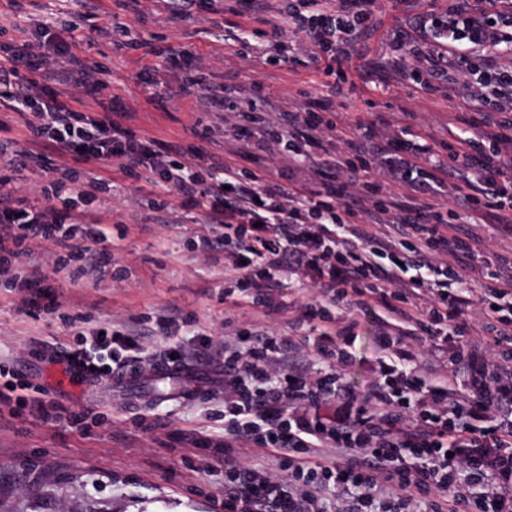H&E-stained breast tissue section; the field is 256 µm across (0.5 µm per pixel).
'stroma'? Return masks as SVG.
<instances>
[{"label":"stroma","mask_w":512,"mask_h":512,"mask_svg":"<svg viewBox=\"0 0 512 512\" xmlns=\"http://www.w3.org/2000/svg\"><path fill=\"white\" fill-rule=\"evenodd\" d=\"M224 4L198 0L191 12L179 14L171 0H139L132 10L123 0H100L96 15L74 20L76 29L69 32L63 23L70 20L71 0H23L18 13L9 9L8 0H0V55L29 43L32 69H38L55 64L57 50L70 49L92 73L87 82L63 89L65 97L74 99L75 109L95 111L106 104L127 111V125L136 134L176 143L188 152L204 142L218 159L231 130L221 108H194L184 94L187 80L214 81L237 88L240 97L264 98L275 107L270 128L278 132L287 128L290 113L305 111L344 131L383 114L388 122L382 132L407 128L437 149L450 142L459 118L472 122L474 135L487 129L489 104L461 110L454 84L442 79L424 87L409 74L413 46L401 43V35L413 33L428 12L445 11L448 0H378L375 25L346 69L344 94L326 109L320 106L326 78L309 61L300 35L284 36L281 66L266 62L271 46L261 34V21L280 0H266L262 6L244 0L232 13ZM115 18L129 28L118 46L100 35ZM46 19L54 21V28L37 29V21ZM244 31L252 50L239 56L235 49ZM32 69H21V76L30 77ZM60 165L52 156L17 173V196L36 200L41 187L59 179ZM99 173L109 182L99 195V219L126 227L125 237L112 244L113 277L99 283L71 282L55 273L53 246L36 244L47 282L64 306L56 314L32 317L24 313L21 296L0 285V369L37 363L45 346L71 342L72 322L79 315L92 327L130 317L153 318L176 307L193 331L216 342L241 327L301 335L294 320L312 288L297 283L285 289L282 309L275 314L252 307L242 296L225 300L230 272L222 250L198 251V213L179 211L173 193L164 198L165 210H156L135 178L109 164ZM336 316L356 323L345 381L365 394L374 382L372 360L380 324L360 308L340 310ZM58 378L48 368L32 383L50 393L63 387L61 403L85 410V427L77 430L30 416L0 427V512H220L224 476L205 469L214 449L191 447L182 436L223 433V394L132 400L113 387L90 394L84 385L62 384Z\"/></svg>","instance_id":"1"}]
</instances>
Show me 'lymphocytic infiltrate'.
<instances>
[{"mask_svg": "<svg viewBox=\"0 0 512 512\" xmlns=\"http://www.w3.org/2000/svg\"><path fill=\"white\" fill-rule=\"evenodd\" d=\"M375 3L290 0L268 21L270 42L303 33L311 60L333 78L327 96L335 98L345 64L373 26ZM415 40V81L454 74L463 98L489 99L509 116L498 132L448 143L445 167L462 172L458 183L424 169L421 159L434 150L412 137L369 149L348 139L340 155L309 156L314 133L333 127L314 112L272 138L235 134L233 157L204 169L180 147L162 150L137 136L124 113L74 109L46 77H22L28 47L0 58V156L14 151L22 165L50 153L82 165L83 178L67 192L86 215L98 207L105 161L145 188L177 193L181 208L201 216L203 248H224L225 297L244 293L273 313L282 274L315 290L301 307L299 338L241 330L224 340V434L206 464L224 473V512H512V267L493 268L479 239L448 233L453 202L476 214L496 211L499 226H512V179L501 165L502 152H512V9L451 0L447 12L420 19ZM16 116L26 129L20 148L4 136ZM258 151L287 156L307 178L287 185L266 169L237 167V156ZM378 163L402 193L355 180ZM11 183L0 175V277L24 305L52 314L62 303L45 275L27 268L31 243L52 242L56 269L69 278L102 279L112 262L107 230L71 223L52 189L22 205ZM462 255L480 261L489 285L472 286L457 263ZM355 307L376 310L383 324L376 380L363 395L343 382L355 325L335 317ZM185 325L175 312L157 317L154 332L168 339L159 350L125 324L81 327L47 361L81 383L130 369L147 374L161 362L182 366L191 357ZM326 403L335 416L320 415ZM0 408L45 421L61 415L73 427L86 419L15 378L0 382ZM245 446L280 460L287 476L241 462Z\"/></svg>", "mask_w": 512, "mask_h": 512, "instance_id": "obj_1", "label": "lymphocytic infiltrate"}]
</instances>
